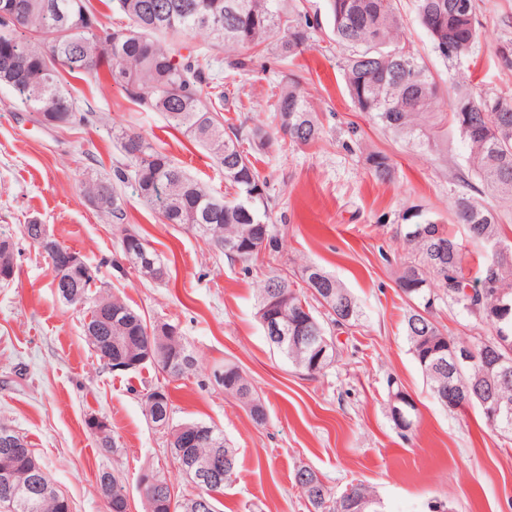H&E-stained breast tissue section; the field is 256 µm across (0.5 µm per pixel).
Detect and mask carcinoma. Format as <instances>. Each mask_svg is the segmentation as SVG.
<instances>
[{
	"label": "carcinoma",
	"instance_id": "carcinoma-1",
	"mask_svg": "<svg viewBox=\"0 0 512 512\" xmlns=\"http://www.w3.org/2000/svg\"><path fill=\"white\" fill-rule=\"evenodd\" d=\"M119 16L117 23L103 21L91 0H0V86L10 88L18 103L35 116L55 107L69 115L61 130L94 127L104 117L93 109L80 108L67 87L64 75L88 85L100 83L105 69L110 84L129 101L160 113L168 125L205 149L224 173V183L234 190L230 198L216 195L191 177L165 152L141 133L122 129L113 133L120 158L110 170L82 184L83 191L103 205L100 211L119 232L112 269L124 273V264L152 281H162L167 269L144 237L128 226L122 188L135 186L141 201L154 210L162 223L180 224L206 239L226 259L238 263L246 273L262 253L278 251L283 228L268 219L278 205L279 195L270 180L261 176L253 153H271L287 143L311 147L322 140L323 127L310 109L299 80L281 72L274 94L271 125L224 124L223 113L234 106L225 89L228 75L254 71L270 42L276 58L294 59L311 48L315 23L300 6V0H100ZM332 18L334 41L345 47L342 70L348 94L360 112H366L385 129L418 140L421 147L437 150L448 127L465 143L468 172L463 182L476 178L485 189L512 201V92L476 91L464 74L455 80L450 111L441 110L439 88L424 61L412 53L401 36V19L395 0H326ZM420 25L434 51L454 67L473 52L477 40L476 0H415ZM208 33L224 47V59L198 53L188 39ZM188 54H181V50ZM375 179L390 183L396 167L388 156L371 151L366 157ZM454 217L465 239L448 225L426 217L419 210L403 216L399 225L409 245L400 263L396 283L414 306L405 319L411 353L418 362L435 399H440L448 369L439 364L440 350L480 347L481 337L448 335L436 319L442 305L455 308L488 328L487 335L504 332L498 342L499 355L512 360V311L502 317L500 303L512 306V253L501 255L495 243L512 248L506 225L499 212L467 193L455 197ZM417 219L411 224L409 220ZM477 248L476 266L465 260L463 241ZM38 249L60 275L59 261L69 246L58 238ZM313 264L298 270L303 286L296 287L288 273L269 268L258 289L257 316L264 319L272 308L278 322L288 328L290 340L281 345L268 338L271 346L296 369L315 377L333 366L336 346L320 355L300 340L313 329L334 341L336 330L350 329L363 317L360 303L335 276L317 267V281L306 276ZM100 267L85 263L72 276L75 298L72 306H88L89 323L83 324L88 344L105 363L117 356L131 362L136 371L152 364L171 378L186 374L195 358L184 338L166 334L170 324L149 325L144 317L121 297L97 284ZM474 281L488 284L482 295H470ZM140 336L138 350L112 345L102 350L106 336ZM217 385L249 409L257 422L266 409L255 397L251 382L232 364L214 372ZM457 391L466 393L478 385H493L496 401L512 410V379L492 381L482 357L462 367L453 377ZM159 407L168 411L166 447L178 464L196 458L213 462V475L206 485L193 472L199 493L180 500L175 512H200L198 499L206 497L220 512L217 495L231 482L237 456L217 426L202 422L174 423L170 400ZM18 469L32 464L38 477L51 484L35 449ZM314 477L319 492L312 496L302 488V477ZM295 485L311 506V512H348L356 496L370 501L368 512H380L381 501L372 487L350 483L336 494L307 465L299 467ZM14 512H63L56 496L34 491L31 499L15 505Z\"/></svg>",
	"mask_w": 512,
	"mask_h": 512
}]
</instances>
